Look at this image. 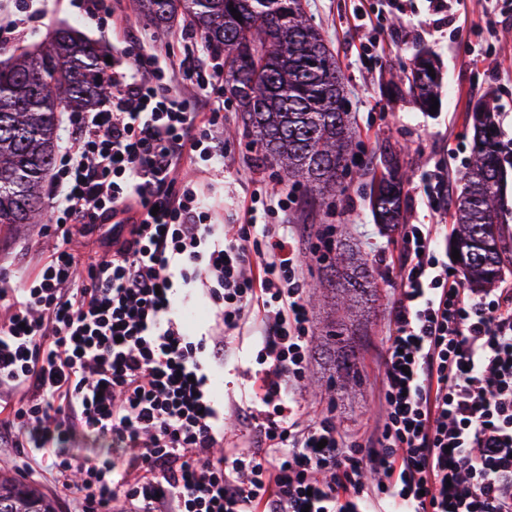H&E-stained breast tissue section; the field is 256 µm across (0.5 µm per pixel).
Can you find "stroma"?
Returning <instances> with one entry per match:
<instances>
[{
  "label": "stroma",
  "mask_w": 512,
  "mask_h": 512,
  "mask_svg": "<svg viewBox=\"0 0 512 512\" xmlns=\"http://www.w3.org/2000/svg\"><path fill=\"white\" fill-rule=\"evenodd\" d=\"M312 24L319 29L343 75L351 121L357 132L359 172L346 176L341 191L317 204L297 188L287 209L267 214L266 223L288 224L300 239L303 276L310 300L313 336L324 335L328 309L315 296L327 276L323 262L311 256L316 233L333 225L335 239L352 245L368 264L378 286L370 316L350 338L357 351L358 378L343 385L333 369L332 354H316L295 391L306 411L331 410L339 432L366 439L379 429L383 417L382 369L391 312L397 297L400 238L397 227L375 223L369 203L371 176L383 173L386 152H394L410 179L403 191L402 221L436 224L442 244L454 232V215L447 203L423 192L435 175L445 173L453 191L471 157L472 132L468 115L488 104L505 145L512 147V0H449L446 8H430L428 0H302ZM131 31L150 43L181 50L197 40L182 26L161 31L138 16L135 0H122ZM27 13L15 46H33L54 31L73 28L99 42L105 50L116 43L98 18L83 13L77 0H0V20ZM421 50L433 53L441 71V96L436 113L421 109L409 94L391 95L393 76ZM224 186L211 194L219 223L241 224L255 191L278 185L275 168L262 166L251 136L233 101L224 103ZM52 241L43 227L32 224L22 232L0 225V271L19 281L34 276ZM263 328L249 314L237 330L224 357V412L230 421L224 449L250 446L253 432L245 414L251 405L257 353Z\"/></svg>",
  "instance_id": "obj_1"
}]
</instances>
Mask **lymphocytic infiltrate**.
I'll return each instance as SVG.
<instances>
[{
	"label": "lymphocytic infiltrate",
	"instance_id": "lymphocytic-infiltrate-1",
	"mask_svg": "<svg viewBox=\"0 0 512 512\" xmlns=\"http://www.w3.org/2000/svg\"><path fill=\"white\" fill-rule=\"evenodd\" d=\"M195 44L172 88L166 49L125 32L96 111L67 117L49 181L53 252L0 287V447L49 471L69 512H512V289L472 294L432 225H403L406 262L369 444L293 405L310 315L285 224H220L194 166L224 178V72ZM101 233L84 262L76 233ZM202 284L220 333L183 325ZM261 310L253 445L231 455L210 379ZM107 445L81 458L79 444ZM378 475L365 481L366 469Z\"/></svg>",
	"mask_w": 512,
	"mask_h": 512
}]
</instances>
